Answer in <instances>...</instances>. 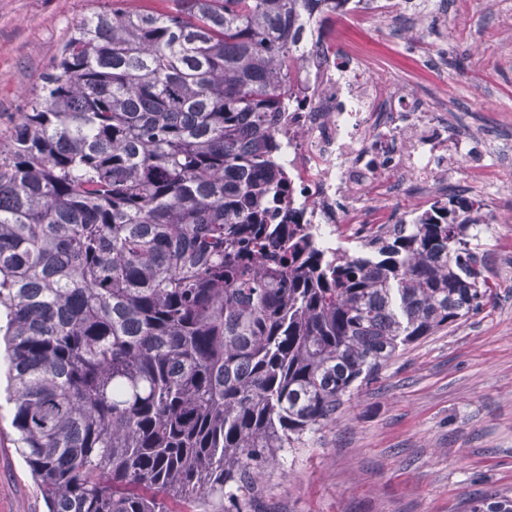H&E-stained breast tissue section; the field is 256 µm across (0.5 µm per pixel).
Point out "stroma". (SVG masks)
Masks as SVG:
<instances>
[{
	"instance_id": "stroma-1",
	"label": "stroma",
	"mask_w": 512,
	"mask_h": 512,
	"mask_svg": "<svg viewBox=\"0 0 512 512\" xmlns=\"http://www.w3.org/2000/svg\"><path fill=\"white\" fill-rule=\"evenodd\" d=\"M430 0L432 21L387 34L358 23L336 39L391 64L421 93L443 90L461 121L512 136V0ZM106 0H0V118L22 111L77 21ZM466 183L499 193L472 241L496 283L479 313L421 339L362 384L336 419L283 449L259 478L253 512H468L512 497V173L502 158ZM0 408V512H47ZM470 512H512V498L507 495L491 492L476 501Z\"/></svg>"
}]
</instances>
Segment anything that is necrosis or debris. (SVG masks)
<instances>
[{
    "mask_svg": "<svg viewBox=\"0 0 512 512\" xmlns=\"http://www.w3.org/2000/svg\"><path fill=\"white\" fill-rule=\"evenodd\" d=\"M421 20L419 0H354L337 15ZM308 56L295 94L275 129L288 151L284 166L300 223L328 227L349 211L364 213L370 188L383 182L392 198L447 201L449 183L463 181L471 163L491 146L455 120L447 102L417 92L407 80L353 48L303 33L296 45Z\"/></svg>",
    "mask_w": 512,
    "mask_h": 512,
    "instance_id": "necrosis-or-debris-1",
    "label": "necrosis or debris"
}]
</instances>
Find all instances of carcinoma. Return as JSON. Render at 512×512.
I'll return each mask as SVG.
<instances>
[{"instance_id": "1", "label": "carcinoma", "mask_w": 512, "mask_h": 512, "mask_svg": "<svg viewBox=\"0 0 512 512\" xmlns=\"http://www.w3.org/2000/svg\"><path fill=\"white\" fill-rule=\"evenodd\" d=\"M163 2L79 21L0 129V369L48 512H247L279 451L495 295L461 200L363 252L268 223L324 0Z\"/></svg>"}]
</instances>
